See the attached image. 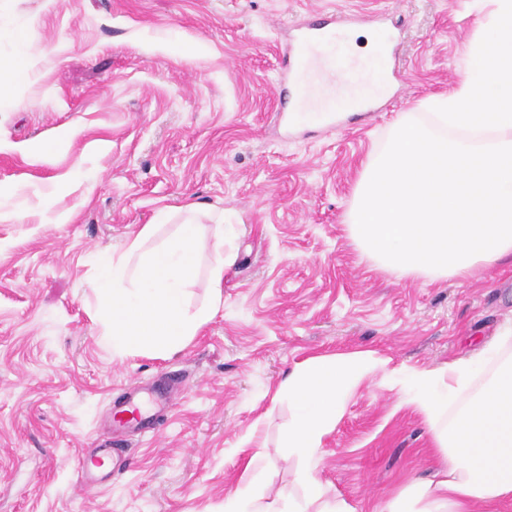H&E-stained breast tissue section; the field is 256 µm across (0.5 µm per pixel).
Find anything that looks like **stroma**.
<instances>
[{
	"instance_id": "35a3bbf8",
	"label": "stroma",
	"mask_w": 512,
	"mask_h": 512,
	"mask_svg": "<svg viewBox=\"0 0 512 512\" xmlns=\"http://www.w3.org/2000/svg\"><path fill=\"white\" fill-rule=\"evenodd\" d=\"M491 0H0V58L36 49L0 101V512H222L247 461L263 504L302 496L279 440L280 387L314 355L385 367L348 401L314 459L357 512L428 479L440 459L402 373L436 368L512 318V267L430 282L381 269L345 216L359 172L403 113L457 87ZM333 14L343 62L387 43L380 110L329 126L277 123L297 25ZM55 155L34 165L41 143ZM200 203L203 265L224 222V299L166 358L113 351L94 318L98 251L122 252L162 209ZM180 381L155 432L130 437L110 480L82 458L129 384Z\"/></svg>"
}]
</instances>
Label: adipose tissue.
<instances>
[{"mask_svg": "<svg viewBox=\"0 0 512 512\" xmlns=\"http://www.w3.org/2000/svg\"><path fill=\"white\" fill-rule=\"evenodd\" d=\"M372 354L309 357L282 389L292 417L281 445L301 465L307 495L285 512H355L326 497L312 465L347 399L380 368ZM440 454L442 478L418 481L377 512H499L512 503V322L468 356L403 380Z\"/></svg>", "mask_w": 512, "mask_h": 512, "instance_id": "obj_1", "label": "adipose tissue"}]
</instances>
